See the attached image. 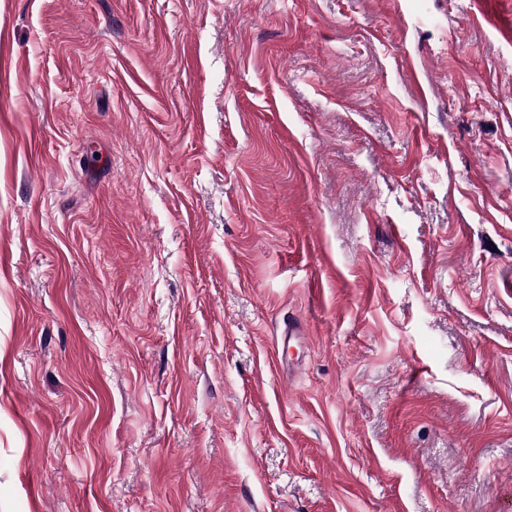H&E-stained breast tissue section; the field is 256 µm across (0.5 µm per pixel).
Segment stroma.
<instances>
[{
  "instance_id": "1",
  "label": "stroma",
  "mask_w": 512,
  "mask_h": 512,
  "mask_svg": "<svg viewBox=\"0 0 512 512\" xmlns=\"http://www.w3.org/2000/svg\"><path fill=\"white\" fill-rule=\"evenodd\" d=\"M0 512H512V0H0Z\"/></svg>"
}]
</instances>
